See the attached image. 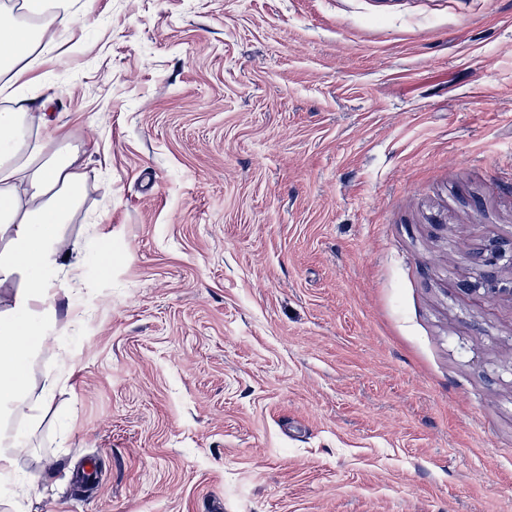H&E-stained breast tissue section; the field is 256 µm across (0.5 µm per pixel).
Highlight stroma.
I'll return each instance as SVG.
<instances>
[{"label": "stroma", "mask_w": 512, "mask_h": 512, "mask_svg": "<svg viewBox=\"0 0 512 512\" xmlns=\"http://www.w3.org/2000/svg\"><path fill=\"white\" fill-rule=\"evenodd\" d=\"M88 176L25 512H512V0H76ZM506 261L510 266V277L504 278L496 274L500 263ZM476 264L479 268V279L471 282L470 280L463 283V291H482L489 297L509 296L512 298V244L510 249H506L499 243L492 241L477 256Z\"/></svg>", "instance_id": "35a3bbf8"}]
</instances>
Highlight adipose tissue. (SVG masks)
<instances>
[{"mask_svg": "<svg viewBox=\"0 0 512 512\" xmlns=\"http://www.w3.org/2000/svg\"><path fill=\"white\" fill-rule=\"evenodd\" d=\"M73 0H0V284L19 287L0 311V479L18 469L21 437L10 423L40 425L57 383L30 398L33 359L56 344L55 301L84 287L81 261H69L64 228L86 199L77 152L49 114L33 111L29 74L58 50L73 23Z\"/></svg>", "mask_w": 512, "mask_h": 512, "instance_id": "ef3b65f1", "label": "adipose tissue"}]
</instances>
